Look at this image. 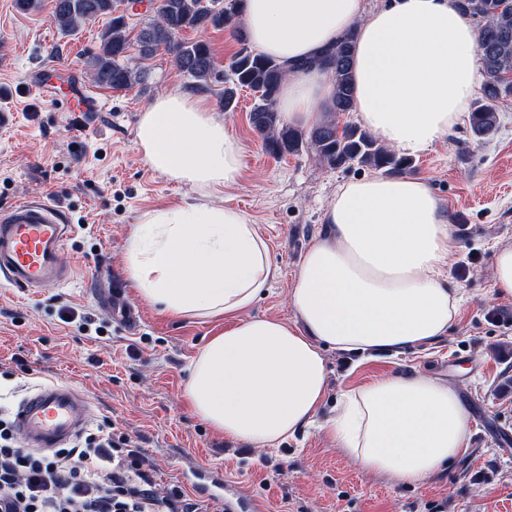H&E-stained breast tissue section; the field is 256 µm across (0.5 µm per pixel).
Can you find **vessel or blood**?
Masks as SVG:
<instances>
[{"label":"vessel or blood","mask_w":512,"mask_h":512,"mask_svg":"<svg viewBox=\"0 0 512 512\" xmlns=\"http://www.w3.org/2000/svg\"><path fill=\"white\" fill-rule=\"evenodd\" d=\"M72 227L59 207L48 201L23 200L0 213V282L27 294L66 282L71 271L63 263ZM113 318L127 329L139 316L124 300V287L114 284L103 295ZM92 409L85 396L67 384H42L20 402L15 425L27 447H64L90 423Z\"/></svg>","instance_id":"obj_1"}]
</instances>
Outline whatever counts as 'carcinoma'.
<instances>
[{"mask_svg":"<svg viewBox=\"0 0 512 512\" xmlns=\"http://www.w3.org/2000/svg\"><path fill=\"white\" fill-rule=\"evenodd\" d=\"M242 3L243 0H158L156 18L135 32L129 25L125 0H54L52 20L62 33L71 34L87 21L110 17L108 28L100 36L99 52L86 58L89 74L100 87L119 91L144 83L147 69L130 64L131 46L137 47L141 60L152 58L162 48L184 76L206 86L224 85L221 107L225 112L235 111L241 91L256 93L250 122L266 152L275 157L310 149L320 162L336 169L357 163L396 175L413 167V159L386 148L366 129L349 124L338 126L336 118L355 109V32L345 33L332 49L309 62L330 70L334 83L326 118L309 130L281 122L275 98L286 70L255 51L243 37H238L240 47L223 69L218 68L208 41L179 39L187 29L236 31ZM452 4L479 24L478 52L485 80L470 113L469 128L473 137L484 139L496 131L501 106L512 100V0H452Z\"/></svg>","mask_w":512,"mask_h":512,"instance_id":"cac0c4a2","label":"carcinoma"}]
</instances>
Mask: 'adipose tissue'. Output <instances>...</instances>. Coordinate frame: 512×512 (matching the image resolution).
Here are the masks:
<instances>
[{
	"label": "adipose tissue",
	"mask_w": 512,
	"mask_h": 512,
	"mask_svg": "<svg viewBox=\"0 0 512 512\" xmlns=\"http://www.w3.org/2000/svg\"><path fill=\"white\" fill-rule=\"evenodd\" d=\"M249 45L287 75L277 109L312 127L332 99L331 73L311 59L358 33L356 112L379 142L409 156L462 122L484 76L479 30L451 0H245ZM144 163L209 196L238 182L240 141L203 94L173 89L141 115ZM304 254L288 301L293 320L253 315L278 268L256 225L234 206L193 201L143 212L124 269L139 297L177 318H221L187 367L186 397L226 437L271 448L313 427L362 469L418 485L468 449L458 392L421 374L395 375L343 393L322 414L327 352L399 354L448 333L460 297L444 271L454 251L449 216L428 182L374 176L341 185Z\"/></svg>",
	"instance_id": "obj_1"
}]
</instances>
